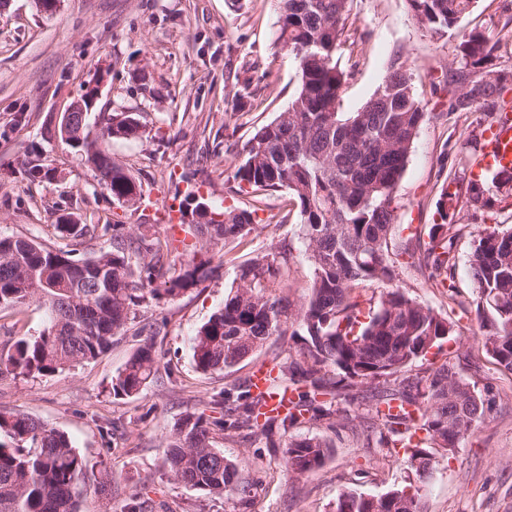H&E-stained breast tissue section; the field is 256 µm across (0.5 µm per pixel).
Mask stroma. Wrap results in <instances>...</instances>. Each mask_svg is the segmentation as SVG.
Wrapping results in <instances>:
<instances>
[{
	"label": "stroma",
	"instance_id": "1",
	"mask_svg": "<svg viewBox=\"0 0 512 512\" xmlns=\"http://www.w3.org/2000/svg\"><path fill=\"white\" fill-rule=\"evenodd\" d=\"M475 28L495 43L499 63L512 64V0H476L457 30L441 37L417 22L408 0H352L353 42L336 55L346 74L341 111L358 110L397 58L410 70L426 111H443L445 74L458 65L462 32ZM278 34L274 0H57L49 12L36 0H7L0 7V235L91 257L108 248L109 238L78 245L61 237L58 224L67 218L145 224L164 237L170 230L158 213L178 206L187 192L198 191L218 210L239 205L234 172L248 130L282 111L297 81L296 60ZM93 88L91 136L114 112L131 114L140 126V138L109 144L140 186L136 203L113 199L76 149L45 136L55 115ZM484 119L476 111L464 122L447 118L421 127L393 193L396 230L428 232L448 175L443 159L473 139ZM34 150L47 176L31 182L25 169ZM463 221L455 284L461 298L470 299L471 240L480 226L512 225V208L468 211ZM299 222L294 212L287 223L251 234L234 261L178 298L137 306L128 332L96 361L55 375L0 379L1 408L63 431L89 461L80 512H129L133 502L142 512H335L342 492L380 495L414 481L403 456L363 445L350 430L317 424L303 425L301 434L325 438L332 450L321 468L298 479L287 474L280 449L264 440L217 437L235 482L251 488L248 508H240L235 494L211 497L170 476L163 442L180 419L205 412L213 394L293 350L290 336H281L231 369L203 374L192 361L191 339L223 307L237 261L296 242ZM395 284L457 319L451 348L479 366L498 397L486 422L454 452L435 450L434 476L423 492L426 512H512V375L498 372L477 346L475 311L454 308L410 263H402ZM159 318L166 324L157 336L143 332V324ZM46 325L45 310L34 303L20 315L0 310V349ZM149 340L162 372L138 395L114 397L113 379Z\"/></svg>",
	"mask_w": 512,
	"mask_h": 512
}]
</instances>
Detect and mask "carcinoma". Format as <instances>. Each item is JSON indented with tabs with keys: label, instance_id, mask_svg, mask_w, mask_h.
I'll return each instance as SVG.
<instances>
[{
	"label": "carcinoma",
	"instance_id": "1",
	"mask_svg": "<svg viewBox=\"0 0 512 512\" xmlns=\"http://www.w3.org/2000/svg\"><path fill=\"white\" fill-rule=\"evenodd\" d=\"M279 40L298 63L299 79L288 106L268 122L255 123L239 152L234 179L249 199L241 208L211 212L207 203L186 199L179 204L192 243L203 250L243 244L252 233L288 222L289 212L267 210V195L287 191L298 209L299 239L311 276L307 291L291 307L288 280L293 247L286 241L257 253L237 266L236 287L191 342L197 371L208 374L236 366L260 351L274 336L297 326L299 339L289 360L279 363L278 377L288 379L296 395L292 410L258 422L261 400L248 380L212 397L218 416L186 414L165 440V457L173 478L207 495L235 492L247 505L250 489L233 483V465L215 447L214 436L243 429L283 448L286 472L305 475L320 468L330 446L321 437H301L296 429L342 422L368 441L395 452L404 436L407 463L417 485L379 496V512H426L422 488L433 475L429 447L450 452L492 411L478 387L463 376L459 353L434 369L413 371L427 354L424 342L435 336L443 351L454 324L437 310L409 297L401 288L379 296L364 308L355 288L366 282L391 283L400 259L412 260L423 278L448 289L456 301L455 241L466 225L457 209L460 194L469 206L484 209L493 192L486 178H475L476 154L460 153L436 201L439 220L429 241L420 233L393 235V191L402 176L419 130L429 113L417 98L412 74L395 59L382 86L356 112L338 111L344 72L336 54L347 37L352 0H278ZM419 24L443 36L456 28L473 0H408ZM462 66L449 69L445 85L448 114L481 110L484 128L506 109L512 90V67L495 64V48L484 32L461 34ZM138 122L124 112L105 119L97 139L83 134L70 146L101 170L99 184L118 201L137 200L135 178L112 159L108 142L135 139ZM65 237L82 238L100 227L59 224ZM112 230L110 248L81 258L76 250L51 249L25 238L0 236V307L36 303L45 308L49 325L39 335L22 337L0 352V377L53 375L87 363L104 353L127 331L132 310L141 303L174 299L208 280L214 268L199 262L175 277L163 279L176 240L133 232L124 224ZM469 267L479 315L476 337L499 369L512 372V227L488 224L473 240ZM160 370L154 344L146 342L127 360L112 382L115 396L140 393ZM370 388V417L358 420L348 406L355 390ZM88 460L69 438L48 423L0 411V512H79ZM336 512H371L368 499L340 493Z\"/></svg>",
	"mask_w": 512,
	"mask_h": 512
}]
</instances>
